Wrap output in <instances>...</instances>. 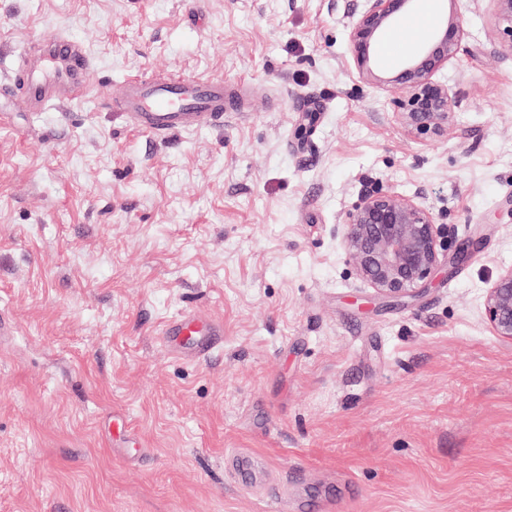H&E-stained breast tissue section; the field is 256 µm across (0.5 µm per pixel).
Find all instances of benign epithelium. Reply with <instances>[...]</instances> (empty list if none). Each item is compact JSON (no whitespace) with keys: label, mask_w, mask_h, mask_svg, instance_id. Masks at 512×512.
Masks as SVG:
<instances>
[{"label":"benign epithelium","mask_w":512,"mask_h":512,"mask_svg":"<svg viewBox=\"0 0 512 512\" xmlns=\"http://www.w3.org/2000/svg\"><path fill=\"white\" fill-rule=\"evenodd\" d=\"M415 0H364L347 24L354 67L359 77L396 94L399 118L409 133L442 136L458 106L448 85L436 72L458 57L465 30L452 12L442 25L402 58L394 74L379 62L381 40L410 13ZM496 30L508 39L502 52L512 55V0H489ZM445 230L421 202L381 190L362 194L341 224L343 249L356 275L381 296L401 299L414 295L440 264ZM485 317L493 333L512 341V266L502 267L486 288Z\"/></svg>","instance_id":"benign-epithelium-1"}]
</instances>
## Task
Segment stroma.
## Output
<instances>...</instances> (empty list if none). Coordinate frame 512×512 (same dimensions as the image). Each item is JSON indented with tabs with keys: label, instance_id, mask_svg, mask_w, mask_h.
<instances>
[{
	"label": "stroma",
	"instance_id": "stroma-1",
	"mask_svg": "<svg viewBox=\"0 0 512 512\" xmlns=\"http://www.w3.org/2000/svg\"><path fill=\"white\" fill-rule=\"evenodd\" d=\"M0 0V83L63 34L65 109H0V512H512V342L484 291L512 265V57L490 0L457 11L458 98L418 138L360 79L363 0ZM239 87L224 124L157 138L100 107L141 75ZM372 190L446 230L416 296L376 295L341 222ZM224 323L201 362L159 341ZM125 412L136 450L112 441ZM160 336L171 351L192 361H203L220 345L224 329L205 315L185 311L166 321Z\"/></svg>",
	"mask_w": 512,
	"mask_h": 512
}]
</instances>
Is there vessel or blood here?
<instances>
[{"mask_svg":"<svg viewBox=\"0 0 512 512\" xmlns=\"http://www.w3.org/2000/svg\"><path fill=\"white\" fill-rule=\"evenodd\" d=\"M48 44V56L54 61L52 70L34 75L29 69L20 68L12 85L1 93L22 95L30 105L38 107L65 101V88L81 81L88 67L85 48L63 36L50 38ZM99 104L127 112L135 127L158 136L223 125L224 114L231 109L223 81L172 77L159 80L151 76L127 83L120 99L101 93ZM223 334L221 324L186 311L165 322L161 340L171 351L192 361H203L220 345Z\"/></svg>","mask_w":512,"mask_h":512,"instance_id":"1","label":"vessel or blood"}]
</instances>
